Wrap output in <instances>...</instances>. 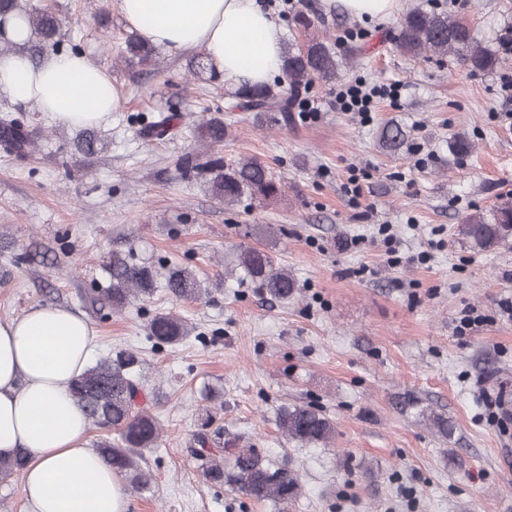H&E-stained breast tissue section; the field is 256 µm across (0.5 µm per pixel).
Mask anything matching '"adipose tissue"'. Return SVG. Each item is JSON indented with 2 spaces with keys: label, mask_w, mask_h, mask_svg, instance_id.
<instances>
[{
  "label": "adipose tissue",
  "mask_w": 512,
  "mask_h": 512,
  "mask_svg": "<svg viewBox=\"0 0 512 512\" xmlns=\"http://www.w3.org/2000/svg\"><path fill=\"white\" fill-rule=\"evenodd\" d=\"M120 11L145 41L204 47L225 78L262 84L281 68L282 28L257 0H120ZM0 90L68 126L101 123L121 104L111 78L79 53L37 65L1 54ZM96 346L91 323L68 308L0 321V458L27 453L25 512H127L121 477L89 447L92 424L70 392Z\"/></svg>",
  "instance_id": "adipose-tissue-1"
}]
</instances>
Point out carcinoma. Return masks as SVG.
<instances>
[{
  "mask_svg": "<svg viewBox=\"0 0 512 512\" xmlns=\"http://www.w3.org/2000/svg\"><path fill=\"white\" fill-rule=\"evenodd\" d=\"M13 10L25 13L31 33L27 50L31 53L45 47L56 48L59 20L49 6L27 7L20 0H0V15ZM297 24L312 36L303 43L290 41L282 56L284 80L273 84H241L233 92L235 108L242 112L265 115L277 126L295 122L301 102V91L318 79L325 83L336 80L347 59L334 50L327 32L320 31L324 19L315 9L297 13ZM396 43L412 58L427 57L439 61L452 59L475 74H490L501 64L500 49L509 44L512 25L500 30L499 38L489 43L471 24L453 19L443 11L422 6L409 8L398 19ZM155 48L137 36L125 38L120 54L129 65H143L152 60ZM140 123V134L149 140H162L182 126L181 117L159 114ZM229 123L210 118L194 127L196 138L210 146L221 147L228 136ZM409 130L398 122L384 124L378 134L381 148L400 153L408 145ZM34 145L33 130L14 118L0 121V146L18 158H25ZM448 150L458 158L473 151L467 137L454 135ZM184 171L209 185L211 195L224 205L236 206L244 200L263 202L282 194V183L270 171L267 162L257 157L229 162L217 152L186 156ZM473 249L493 250L512 242V203L503 202L493 208L477 209L469 214L462 227ZM228 265L230 274L241 282L262 288L270 299L286 303L294 298L298 285L288 269L259 245L236 246ZM107 274L97 289L112 310L121 311L135 302L146 303L160 293L173 301L198 300L208 293L202 287L193 267L174 264L156 266L145 261L133 246L112 250L104 258ZM149 340L153 345L174 346L186 339L193 326L170 311L155 314L149 324ZM145 360L133 351H116L88 366L72 386V394L90 422L103 430L95 448L112 469L124 475L133 490L148 491L153 476L140 465L143 452L157 447L161 425L141 400L148 399ZM211 409H204L188 455L199 462L204 478L220 486L284 512L301 493L302 473L291 462L280 460L258 448H225L221 433H210ZM278 430L300 448H321L329 444L336 432L331 418L308 404L281 405L274 412ZM25 468V455L0 459V480Z\"/></svg>",
  "mask_w": 512,
  "mask_h": 512,
  "instance_id": "carcinoma-1",
  "label": "carcinoma"
}]
</instances>
